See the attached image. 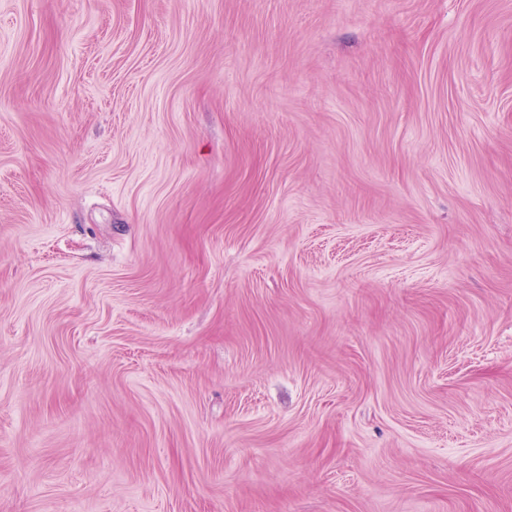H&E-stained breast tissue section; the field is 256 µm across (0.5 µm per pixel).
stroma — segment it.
I'll return each mask as SVG.
<instances>
[{
  "label": "stroma",
  "instance_id": "stroma-1",
  "mask_svg": "<svg viewBox=\"0 0 512 512\" xmlns=\"http://www.w3.org/2000/svg\"><path fill=\"white\" fill-rule=\"evenodd\" d=\"M0 512H512V0H0Z\"/></svg>",
  "mask_w": 512,
  "mask_h": 512
}]
</instances>
